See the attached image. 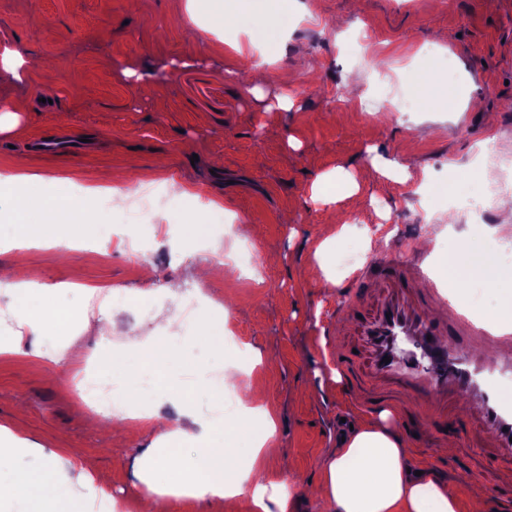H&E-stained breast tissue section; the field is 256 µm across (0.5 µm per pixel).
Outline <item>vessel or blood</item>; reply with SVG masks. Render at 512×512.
Returning a JSON list of instances; mask_svg holds the SVG:
<instances>
[{"mask_svg":"<svg viewBox=\"0 0 512 512\" xmlns=\"http://www.w3.org/2000/svg\"><path fill=\"white\" fill-rule=\"evenodd\" d=\"M353 280L354 290L341 309L367 338L373 377L429 395L433 418L443 416L449 392L475 391L482 424L499 446L512 447V408L485 379L495 368L496 354L512 356V327L493 331L461 313L448 321L432 320L434 305L446 300L441 288L420 267L397 260L368 264ZM369 293L375 294L376 304L366 319L359 317L358 305ZM450 336L457 346H444ZM475 343L481 346L478 358L470 350Z\"/></svg>","mask_w":512,"mask_h":512,"instance_id":"vessel-or-blood-1","label":"vessel or blood"}]
</instances>
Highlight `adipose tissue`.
<instances>
[{
	"mask_svg": "<svg viewBox=\"0 0 512 512\" xmlns=\"http://www.w3.org/2000/svg\"><path fill=\"white\" fill-rule=\"evenodd\" d=\"M22 181L27 196L11 210V217H33L46 241L81 234L85 219L77 201L63 192L52 201H43L40 176L26 175ZM170 349L168 337H157L142 345L137 361L120 371L126 399L133 407L122 415V422L155 433L150 448L136 458L135 465L141 482L155 498L157 512H168L174 495L198 500L239 498L247 512H298L299 505L310 498L321 500L326 512H456L457 497L446 477L428 466L416 471L406 438L369 418L325 453L322 477L314 486L291 488L267 479L266 460L277 451L276 420L267 410L258 422L232 423L222 435L202 436L197 465L185 464L171 449L184 437L181 422L160 428L154 414L135 409L145 368H167ZM50 457L52 466L39 474L9 480L0 477V500H22L25 512H90L93 503L83 489L93 482L95 462L86 458L72 465L59 451Z\"/></svg>",
	"mask_w": 512,
	"mask_h": 512,
	"instance_id": "1",
	"label": "adipose tissue"
}]
</instances>
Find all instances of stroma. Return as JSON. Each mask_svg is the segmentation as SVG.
<instances>
[{
	"instance_id": "1",
	"label": "stroma",
	"mask_w": 512,
	"mask_h": 512,
	"mask_svg": "<svg viewBox=\"0 0 512 512\" xmlns=\"http://www.w3.org/2000/svg\"><path fill=\"white\" fill-rule=\"evenodd\" d=\"M187 0H0V43L34 51L46 61L23 81L0 77V113L27 107L16 133L0 134V175H43L41 194L60 191L94 214L83 241L98 239L103 225L113 235L152 239L146 259L113 246L107 261L75 252L70 238L23 251H0V269L22 267L27 283L57 289L60 321L31 332L12 293L0 292V336L16 337L0 352V425L21 427L35 453L11 462V474L49 466V450L68 458H95L97 488L122 512H153V498L139 480L135 459L150 444L149 429L112 434V419L92 423L68 384L74 364L97 355L99 377L115 378L114 365L133 360L131 348L98 354L105 337L128 329L143 337L173 335L174 360L166 383L153 397L156 415L180 418L184 398L194 394L195 413L238 418L236 396L214 407L207 360L192 358L193 336L225 321L234 344L224 365L241 381L266 387L277 414L278 454L270 478L290 485L317 480L319 461L335 447L342 421L390 410L408 436L415 461L446 475L459 503L473 512L470 486L486 495L485 512H512V453L499 447L477 421L471 394L448 396V422L426 415V397L396 383L374 382L364 367L334 375L336 348L362 347V337L336 322V301L355 272L373 260L424 258L440 285L442 265L471 249L489 260L482 271H465L454 291L458 308H477L482 322L498 316L508 300L491 288L493 269L512 262V235L505 237L453 208L454 197L498 179L497 171H471L481 145L496 142L512 156V0H302L280 9L279 0H237L225 41L253 40L269 58L268 78L252 81L253 67L192 22ZM371 28L368 57L351 43ZM409 59L414 75L405 95L413 108H386L383 73ZM164 67L155 82L133 83L130 69ZM297 76L295 105L288 112L268 106L280 92L277 75ZM447 96L436 95V88ZM60 133L85 140L83 150L56 156L33 153L28 142ZM406 170L407 179L377 175L374 158ZM119 173L117 189L165 185L175 179L193 198L170 196L166 207L129 221L125 207L101 206L84 194L95 173ZM334 171L337 202L314 201L311 184ZM360 183L346 196L343 174ZM222 198L224 221L212 223L207 202ZM204 224L219 250L204 253L188 225ZM333 237L328 272L337 284L322 287L311 272L315 249ZM251 241L258 258L235 265L240 240ZM208 294L197 321L166 328L155 313L178 316L170 284ZM107 290V301L89 287ZM55 351L50 362L34 348ZM274 365L252 362L253 351ZM455 438L462 452L439 456Z\"/></svg>"
}]
</instances>
